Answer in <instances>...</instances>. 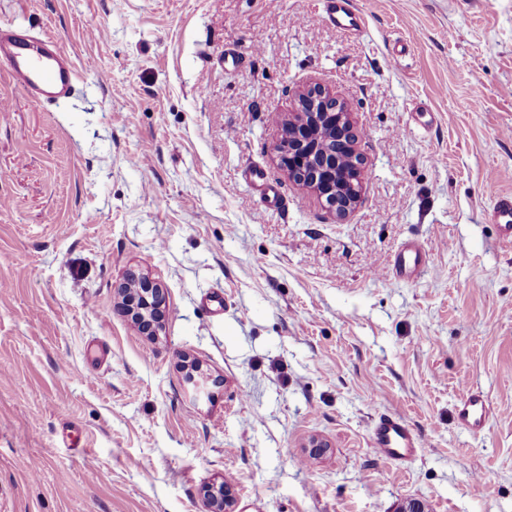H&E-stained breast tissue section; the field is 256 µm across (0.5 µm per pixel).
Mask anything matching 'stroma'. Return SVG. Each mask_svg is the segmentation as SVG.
<instances>
[{"label":"stroma","instance_id":"obj_1","mask_svg":"<svg viewBox=\"0 0 512 512\" xmlns=\"http://www.w3.org/2000/svg\"><path fill=\"white\" fill-rule=\"evenodd\" d=\"M354 3L360 34L325 0H0L83 76L39 106L0 75V512H202L220 481L236 512H512V246L483 217L512 193V0ZM315 84L366 159L342 220L272 151ZM409 240L424 270L380 280ZM133 266L168 293L154 339L117 306ZM379 413L419 433L408 467ZM327 18L337 27L352 33H360L364 19L351 0H325ZM489 403L480 393L469 391L457 406V418L462 427L471 431H481L488 419ZM370 444L386 461L406 466L422 452L418 433L399 416L379 414L373 419Z\"/></svg>","mask_w":512,"mask_h":512}]
</instances>
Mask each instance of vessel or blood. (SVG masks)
<instances>
[{"instance_id":"1","label":"vessel or blood","mask_w":512,"mask_h":512,"mask_svg":"<svg viewBox=\"0 0 512 512\" xmlns=\"http://www.w3.org/2000/svg\"><path fill=\"white\" fill-rule=\"evenodd\" d=\"M326 15L337 27L360 33L364 19L352 0H325ZM0 74L20 89L31 101L40 105H60L75 97L82 75L73 60L59 51L54 37L44 33L21 34L19 25L0 22ZM498 225L504 241L512 242V195L498 194L484 212ZM426 263L422 246L406 242L384 273L391 284L410 280ZM489 403L477 392H467L457 407V418L465 429L481 431L488 419ZM370 444L386 461L405 466L422 452L418 433L399 416L377 415L372 423Z\"/></svg>"}]
</instances>
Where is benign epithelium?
<instances>
[{
  "instance_id": "obj_1",
  "label": "benign epithelium",
  "mask_w": 512,
  "mask_h": 512,
  "mask_svg": "<svg viewBox=\"0 0 512 512\" xmlns=\"http://www.w3.org/2000/svg\"><path fill=\"white\" fill-rule=\"evenodd\" d=\"M334 127L331 142L320 144L323 123ZM281 137L273 145L280 167L293 183L313 191L334 217L346 218L360 197L364 158L356 149L359 132L348 105L322 86H310L298 94L296 111L276 119ZM349 168L336 172L337 157ZM120 303L143 336H154L163 320L166 303L161 284L128 268L115 285ZM205 512H232L231 498L224 485L204 491Z\"/></svg>"
}]
</instances>
